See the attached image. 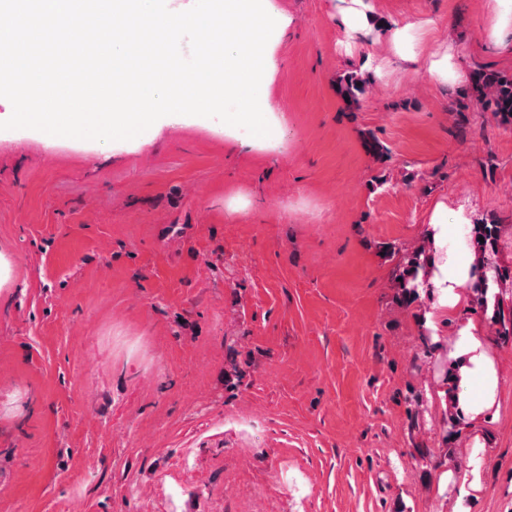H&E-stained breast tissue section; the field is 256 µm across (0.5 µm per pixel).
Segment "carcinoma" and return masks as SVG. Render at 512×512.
Instances as JSON below:
<instances>
[{
	"mask_svg": "<svg viewBox=\"0 0 512 512\" xmlns=\"http://www.w3.org/2000/svg\"><path fill=\"white\" fill-rule=\"evenodd\" d=\"M369 81L357 72H348L336 82V92L349 109L358 106L367 94ZM468 97L477 107L491 112L504 124H512V75L486 70L482 67L471 71ZM367 152L383 161L390 150L377 137L370 134L364 139ZM501 226L495 217H485L472 224L470 244L475 263L484 271L482 285L476 289V301L495 334L512 339V308L505 307V276L496 263ZM430 249L421 243L399 258L393 273L396 299L407 306L419 299L420 293L430 287L427 280Z\"/></svg>",
	"mask_w": 512,
	"mask_h": 512,
	"instance_id": "1",
	"label": "carcinoma"
}]
</instances>
